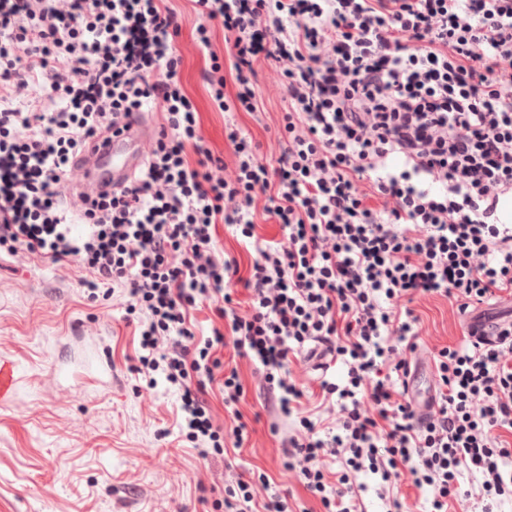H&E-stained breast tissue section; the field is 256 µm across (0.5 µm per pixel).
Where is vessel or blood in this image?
I'll return each instance as SVG.
<instances>
[{
	"label": "vessel or blood",
	"mask_w": 512,
	"mask_h": 512,
	"mask_svg": "<svg viewBox=\"0 0 512 512\" xmlns=\"http://www.w3.org/2000/svg\"><path fill=\"white\" fill-rule=\"evenodd\" d=\"M159 132L156 123L136 116L128 119L122 133L106 144L89 147L78 157L76 172L82 191H98L104 187H122L144 160L145 145Z\"/></svg>",
	"instance_id": "vessel-or-blood-1"
}]
</instances>
